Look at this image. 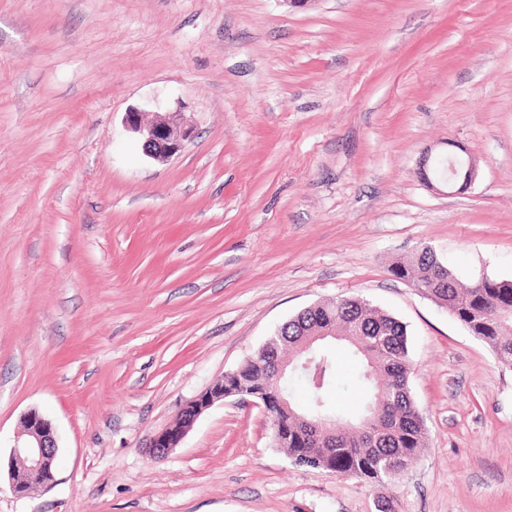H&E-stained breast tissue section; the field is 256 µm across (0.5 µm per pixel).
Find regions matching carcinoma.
I'll return each instance as SVG.
<instances>
[{
  "label": "carcinoma",
  "mask_w": 512,
  "mask_h": 512,
  "mask_svg": "<svg viewBox=\"0 0 512 512\" xmlns=\"http://www.w3.org/2000/svg\"><path fill=\"white\" fill-rule=\"evenodd\" d=\"M391 273L410 282L448 308L468 331L487 344L497 361L512 368V281L482 277L469 287L431 246H423L396 262ZM342 341L359 359L362 371L354 406L342 410L333 398L336 356L326 346ZM294 354L293 364L313 357L319 381L302 369L271 378L272 361ZM411 359L407 326L363 299L341 296L317 302L281 325L235 369L224 373L227 393L261 394L296 380L306 390L301 404L287 395L288 408L269 407L270 434H280L282 449L298 464L332 474L357 477L387 489L428 445L424 417L409 388ZM333 426L317 433L311 421Z\"/></svg>",
  "instance_id": "carcinoma-1"
}]
</instances>
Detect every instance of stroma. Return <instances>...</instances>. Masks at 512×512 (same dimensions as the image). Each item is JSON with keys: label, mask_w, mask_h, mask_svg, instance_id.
Wrapping results in <instances>:
<instances>
[{"label": "stroma", "mask_w": 512, "mask_h": 512, "mask_svg": "<svg viewBox=\"0 0 512 512\" xmlns=\"http://www.w3.org/2000/svg\"><path fill=\"white\" fill-rule=\"evenodd\" d=\"M182 110L146 157L131 108ZM457 146L474 182L426 166ZM512 280V0H0V512H512V370L391 265ZM405 323L429 434L387 493L294 464L228 397L303 308ZM54 484L9 483L29 410ZM157 119L144 123L141 110L126 112L125 126L136 135L147 157L158 161L168 160L182 151L185 142L193 137V127L183 121L181 111L156 112Z\"/></svg>", "instance_id": "35a3bbf8"}]
</instances>
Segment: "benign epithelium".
<instances>
[{"label":"benign epithelium","instance_id":"benign-epithelium-1","mask_svg":"<svg viewBox=\"0 0 512 512\" xmlns=\"http://www.w3.org/2000/svg\"><path fill=\"white\" fill-rule=\"evenodd\" d=\"M125 126L140 141L144 155L158 161L176 156L185 142L193 137V127L183 121L182 112L178 110L159 112L156 121L145 123L141 111L133 109L126 113ZM476 172L475 161L468 160L466 167L454 171L448 187L471 185ZM224 398V379L220 378L186 403L174 421L153 436L149 447L151 456L155 459L167 457L179 447L198 418ZM58 448L53 423L35 409L26 412L22 417L21 433L11 449L9 479L15 495L28 497L54 483Z\"/></svg>","mask_w":512,"mask_h":512}]
</instances>
